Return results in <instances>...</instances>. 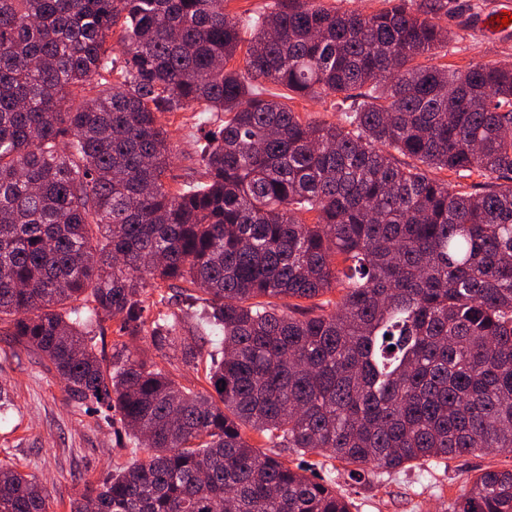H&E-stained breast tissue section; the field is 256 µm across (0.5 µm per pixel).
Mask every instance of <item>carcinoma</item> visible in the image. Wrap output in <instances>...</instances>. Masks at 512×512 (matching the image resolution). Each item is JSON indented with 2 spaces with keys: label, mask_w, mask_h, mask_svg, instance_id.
<instances>
[{
  "label": "carcinoma",
  "mask_w": 512,
  "mask_h": 512,
  "mask_svg": "<svg viewBox=\"0 0 512 512\" xmlns=\"http://www.w3.org/2000/svg\"><path fill=\"white\" fill-rule=\"evenodd\" d=\"M443 9L275 0L247 20L238 72L224 0H0V336L96 405L117 447L148 450L70 512H351L273 449L356 482L512 453V62H419L448 44ZM259 79L337 96L345 124L301 118ZM77 85L92 95L74 107ZM187 110L224 120L203 135L206 182L174 188L161 117ZM154 294L167 312L148 325ZM106 319L180 350L209 388L124 342L103 355ZM189 322L220 331L212 352ZM53 505L0 467V512ZM448 510L512 512V468Z\"/></svg>",
  "instance_id": "cac0c4a2"
}]
</instances>
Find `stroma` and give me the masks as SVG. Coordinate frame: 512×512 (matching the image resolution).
<instances>
[{
	"instance_id": "stroma-1",
	"label": "stroma",
	"mask_w": 512,
	"mask_h": 512,
	"mask_svg": "<svg viewBox=\"0 0 512 512\" xmlns=\"http://www.w3.org/2000/svg\"><path fill=\"white\" fill-rule=\"evenodd\" d=\"M440 24L460 38L439 49L434 63L453 68L512 61V32L488 36L470 21L485 12L493 0H447ZM176 147L171 176L184 182L197 170L200 133L190 113L162 118ZM0 385L5 386L11 409L0 418V463H12L33 473L60 500L56 512H69L68 503L85 480L96 481L131 457L146 459V451L130 455L115 448L111 428L98 419L91 404L73 401L55 372L15 344L0 338ZM512 467V455L487 453L457 458L449 465L417 466L391 475L381 483L354 482L344 467L321 471L352 502L351 512H448L466 480L488 469Z\"/></svg>"
}]
</instances>
